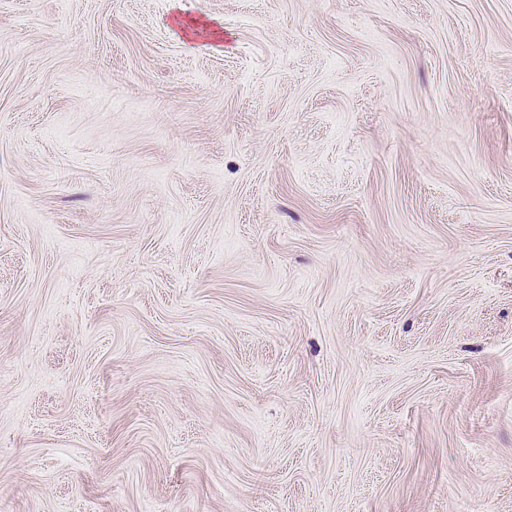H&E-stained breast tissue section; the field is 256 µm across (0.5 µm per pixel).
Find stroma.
Returning a JSON list of instances; mask_svg holds the SVG:
<instances>
[{
    "instance_id": "35a3bbf8",
    "label": "stroma",
    "mask_w": 512,
    "mask_h": 512,
    "mask_svg": "<svg viewBox=\"0 0 512 512\" xmlns=\"http://www.w3.org/2000/svg\"><path fill=\"white\" fill-rule=\"evenodd\" d=\"M0 512H512V0H0Z\"/></svg>"
}]
</instances>
